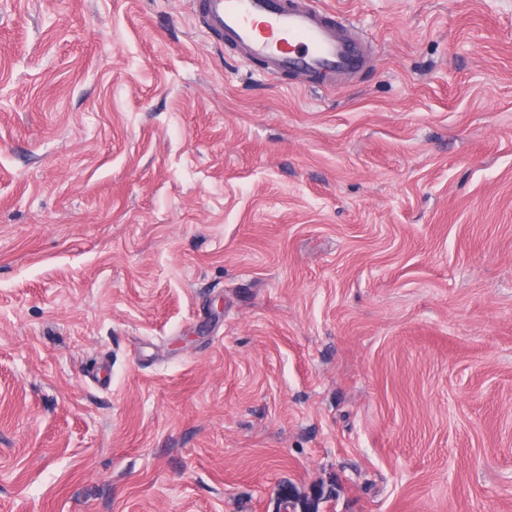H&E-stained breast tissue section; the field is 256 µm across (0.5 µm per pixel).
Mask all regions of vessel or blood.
<instances>
[{"instance_id":"vessel-or-blood-1","label":"vessel or blood","mask_w":512,"mask_h":512,"mask_svg":"<svg viewBox=\"0 0 512 512\" xmlns=\"http://www.w3.org/2000/svg\"><path fill=\"white\" fill-rule=\"evenodd\" d=\"M195 15L224 46L273 76L317 81L356 75L370 48L344 16L313 0H192Z\"/></svg>"}]
</instances>
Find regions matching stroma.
Listing matches in <instances>:
<instances>
[{
  "mask_svg": "<svg viewBox=\"0 0 512 512\" xmlns=\"http://www.w3.org/2000/svg\"><path fill=\"white\" fill-rule=\"evenodd\" d=\"M320 4L0 0V512H512V0ZM195 15L224 47L257 60L273 76L317 81L356 75L370 48L344 16L312 0H191Z\"/></svg>",
  "mask_w": 512,
  "mask_h": 512,
  "instance_id": "35a3bbf8",
  "label": "stroma"
}]
</instances>
